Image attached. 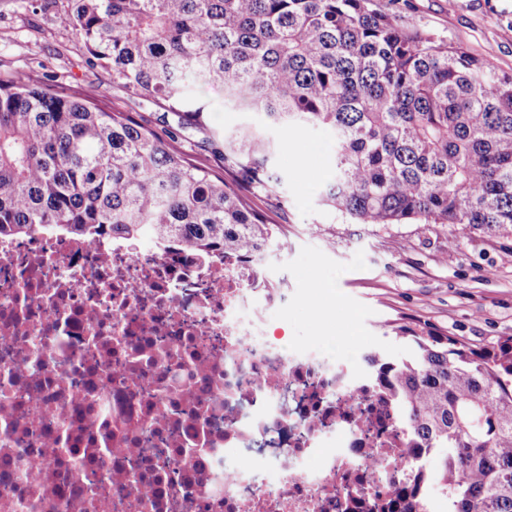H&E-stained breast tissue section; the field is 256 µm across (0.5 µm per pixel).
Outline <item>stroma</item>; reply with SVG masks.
I'll return each instance as SVG.
<instances>
[{"instance_id":"obj_1","label":"stroma","mask_w":512,"mask_h":512,"mask_svg":"<svg viewBox=\"0 0 512 512\" xmlns=\"http://www.w3.org/2000/svg\"><path fill=\"white\" fill-rule=\"evenodd\" d=\"M409 26L464 45L512 72V0H376ZM82 40L28 0H0V73L44 72L63 84L93 89L171 149L234 184L274 225V287L288 295L270 336L286 345L343 342L400 355L394 328L439 330L470 347L512 336V237L459 234L439 224H360L324 206L317 194L330 176L331 135L320 128L278 132L275 165L284 181L267 189L239 180L209 144L210 132L233 130L249 114L213 112L207 130L180 127L173 113L129 97L101 70L85 64Z\"/></svg>"}]
</instances>
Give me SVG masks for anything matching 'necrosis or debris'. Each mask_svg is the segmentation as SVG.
I'll list each match as a JSON object with an SVG mask.
<instances>
[{
  "label": "necrosis or debris",
  "instance_id": "obj_1",
  "mask_svg": "<svg viewBox=\"0 0 512 512\" xmlns=\"http://www.w3.org/2000/svg\"><path fill=\"white\" fill-rule=\"evenodd\" d=\"M260 256L0 239V502L12 512H384L405 453L363 355L288 350Z\"/></svg>",
  "mask_w": 512,
  "mask_h": 512
}]
</instances>
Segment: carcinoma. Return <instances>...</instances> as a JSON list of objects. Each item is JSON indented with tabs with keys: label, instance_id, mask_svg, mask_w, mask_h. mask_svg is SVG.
<instances>
[{
	"label": "carcinoma",
	"instance_id": "1",
	"mask_svg": "<svg viewBox=\"0 0 512 512\" xmlns=\"http://www.w3.org/2000/svg\"><path fill=\"white\" fill-rule=\"evenodd\" d=\"M57 19L87 66L183 125L205 129L221 107L261 115L211 140L248 182L284 179L269 130L321 127L331 209L512 237V74L374 0H70ZM42 226L240 257L275 239L224 179L91 91L25 71L0 77V237ZM397 331L405 353L369 360L404 410L406 454L438 459L448 512H512V337L474 349Z\"/></svg>",
	"mask_w": 512,
	"mask_h": 512
}]
</instances>
